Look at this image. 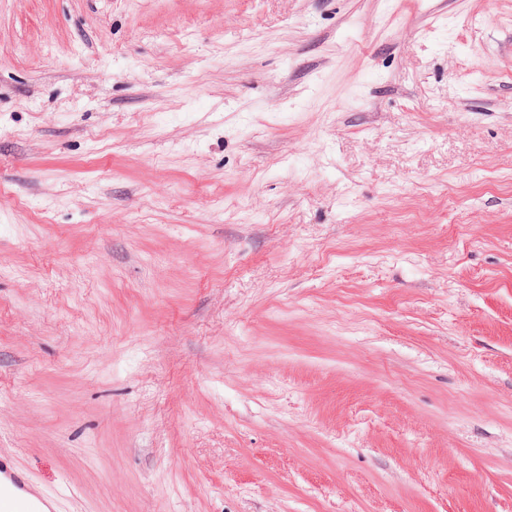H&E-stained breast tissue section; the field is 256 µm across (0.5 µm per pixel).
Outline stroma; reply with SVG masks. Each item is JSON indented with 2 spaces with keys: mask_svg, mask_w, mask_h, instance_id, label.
I'll list each match as a JSON object with an SVG mask.
<instances>
[{
  "mask_svg": "<svg viewBox=\"0 0 512 512\" xmlns=\"http://www.w3.org/2000/svg\"><path fill=\"white\" fill-rule=\"evenodd\" d=\"M0 267L73 512H512V0H0Z\"/></svg>",
  "mask_w": 512,
  "mask_h": 512,
  "instance_id": "35a3bbf8",
  "label": "stroma"
}]
</instances>
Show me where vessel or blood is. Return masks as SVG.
Wrapping results in <instances>:
<instances>
[{"instance_id":"1","label":"vessel or blood","mask_w":512,"mask_h":512,"mask_svg":"<svg viewBox=\"0 0 512 512\" xmlns=\"http://www.w3.org/2000/svg\"><path fill=\"white\" fill-rule=\"evenodd\" d=\"M0 512H61L58 495L37 491L30 474L0 454Z\"/></svg>"}]
</instances>
